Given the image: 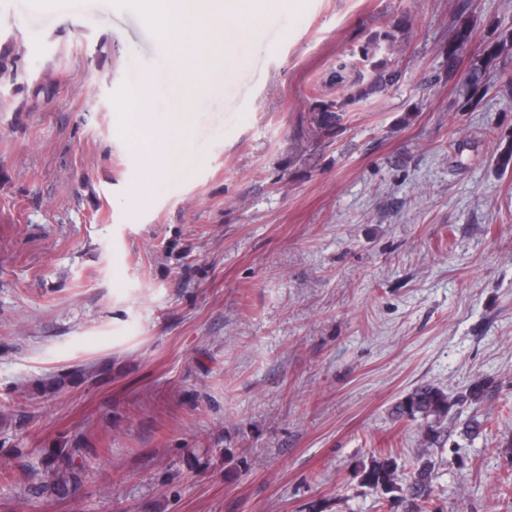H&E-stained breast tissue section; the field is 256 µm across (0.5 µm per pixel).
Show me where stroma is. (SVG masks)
<instances>
[{
	"label": "stroma",
	"mask_w": 512,
	"mask_h": 512,
	"mask_svg": "<svg viewBox=\"0 0 512 512\" xmlns=\"http://www.w3.org/2000/svg\"><path fill=\"white\" fill-rule=\"evenodd\" d=\"M290 2L254 16L196 99L194 167L156 186L113 96L150 72L148 123L171 111L168 45L113 0H0V512H392L355 472L426 447L393 406L477 378L436 503L512 512V88L492 61L465 111L446 74L455 28L462 75L512 0ZM389 30L398 84L353 99ZM77 447L68 494L16 480ZM337 109V106L332 104H320L317 108V112L314 115V122L316 125L317 133H329L331 132L339 123L342 118L338 112L341 110Z\"/></svg>",
	"instance_id": "obj_1"
}]
</instances>
